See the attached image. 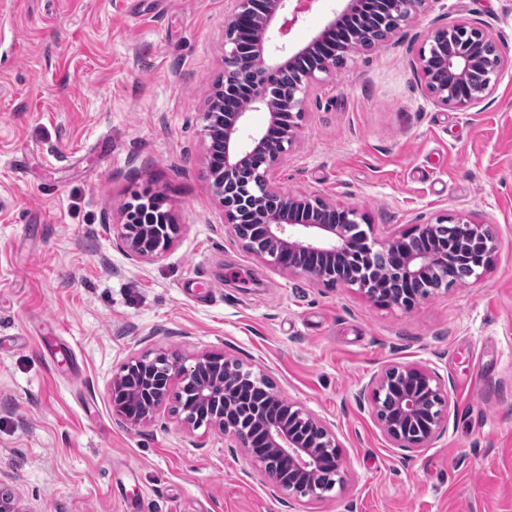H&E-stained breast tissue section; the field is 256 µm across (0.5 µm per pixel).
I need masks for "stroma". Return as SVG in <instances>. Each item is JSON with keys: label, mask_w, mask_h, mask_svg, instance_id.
<instances>
[{"label": "stroma", "mask_w": 512, "mask_h": 512, "mask_svg": "<svg viewBox=\"0 0 512 512\" xmlns=\"http://www.w3.org/2000/svg\"><path fill=\"white\" fill-rule=\"evenodd\" d=\"M225 0H0V488L21 512H512V0H435L306 92L283 191L365 215L378 240L445 215L492 228L484 276L404 310L246 253L208 179L203 113L224 72ZM313 0L307 43L338 9ZM477 22L505 66L482 103L436 105L428 32ZM179 226L132 264L115 227L137 195ZM239 360L333 424L348 477L272 497L221 433L173 402L139 428L112 406L133 357ZM413 363L448 390L415 453L360 389Z\"/></svg>", "instance_id": "1"}]
</instances>
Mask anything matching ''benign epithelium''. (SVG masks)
Returning <instances> with one entry per match:
<instances>
[{
	"instance_id": "1",
	"label": "benign epithelium",
	"mask_w": 512,
	"mask_h": 512,
	"mask_svg": "<svg viewBox=\"0 0 512 512\" xmlns=\"http://www.w3.org/2000/svg\"><path fill=\"white\" fill-rule=\"evenodd\" d=\"M229 2L232 7L224 15V75L229 78L224 84V95L244 90L248 99L244 108L224 113L221 120L224 162L220 168L211 160L207 162L212 188L218 196H223L228 186L242 181L251 171L255 156L268 157V164L260 171L266 195L249 202V216L259 225L265 250H255L249 239L239 236L240 216L224 207V223L231 226L241 248L267 261L275 258L282 270L307 274L324 284L329 283L324 270L300 266L294 258L319 254L332 268L350 261L351 255L358 251L371 255L379 247L393 250L399 276L408 287H416L395 302L405 310L448 291L455 284L448 252L463 254L479 239L483 240V246L474 257V276H482L495 251V241L485 236L483 224L459 218L460 232L456 239L442 242L431 252L419 253L406 248L403 235L380 244L369 232L361 239L352 237L344 224L305 221L296 216L297 210L325 206L327 202L316 195H290L269 178L298 129L295 124L278 132L275 124L279 116L288 112L301 117L305 86L319 81L322 74L329 76L335 72L337 57L354 47L352 40L337 47L328 38L343 18L357 13L367 0H344L345 6L300 47H291L284 39L313 0ZM435 2L437 0H385L390 19L389 27L383 30V38L393 35L402 23ZM490 41L483 28L469 22L452 23L430 32L429 49H420L419 64L435 103L466 111L484 99L491 83L473 82V67L481 65L495 75L504 67L501 55L487 58L482 54L483 46ZM310 54L317 56V62L302 76L305 85L297 86L288 99L273 97L267 91L270 81L257 83L256 68H262L267 76H277ZM251 111L268 113L269 124L247 133L245 125ZM268 196H276L282 202L276 215L267 211ZM177 232L178 227L170 217L163 226L125 223L117 227L116 244L132 263L140 264L168 248ZM335 283L356 286L371 301L390 304L389 300L380 298V290L369 276L362 279L352 272L348 277L337 278ZM240 383V368L223 363V359L215 355H202L189 364L164 355L153 359L132 358L112 380V404L115 412L133 428L151 419L163 405L158 392L164 389L185 391L188 400L181 407L182 424L192 428L210 426L230 438L265 473L273 491L286 493L294 499L318 498L321 487L317 477L323 469L333 470L338 482H343L347 470L335 431L280 393L264 407H241L236 400ZM390 394L396 405L385 421L381 419L380 410L384 396ZM359 396L367 397L384 436L403 451L415 452L426 447L442 435L447 425V385L436 373L419 366L388 365L374 375Z\"/></svg>"
}]
</instances>
